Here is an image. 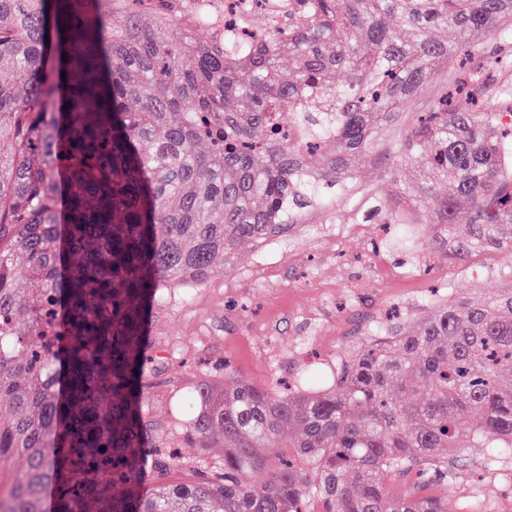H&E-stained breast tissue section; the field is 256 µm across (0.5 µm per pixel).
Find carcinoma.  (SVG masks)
<instances>
[{
	"label": "carcinoma",
	"instance_id": "1",
	"mask_svg": "<svg viewBox=\"0 0 512 512\" xmlns=\"http://www.w3.org/2000/svg\"><path fill=\"white\" fill-rule=\"evenodd\" d=\"M251 2L282 21L247 41L198 0H0V471L26 464L0 512H304L310 495L325 512H448L391 496L388 476H452L439 451L461 439L512 455L510 288L378 332L330 384L314 367L286 391L198 381L179 430L222 440L224 470L165 481L144 324L166 290L316 210L354 223L342 200L374 201L406 248L428 214V254L450 263L512 248V0ZM439 71L392 161L413 191L381 196L360 169Z\"/></svg>",
	"mask_w": 512,
	"mask_h": 512
}]
</instances>
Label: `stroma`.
Returning a JSON list of instances; mask_svg holds the SVG:
<instances>
[{
  "instance_id": "35a3bbf8",
  "label": "stroma",
  "mask_w": 512,
  "mask_h": 512,
  "mask_svg": "<svg viewBox=\"0 0 512 512\" xmlns=\"http://www.w3.org/2000/svg\"><path fill=\"white\" fill-rule=\"evenodd\" d=\"M405 124L401 117L382 131L377 155L361 170L362 183L379 194L395 189L386 155ZM332 220L313 212L289 236L240 250L232 267L215 261L203 284L166 292L145 328L155 358L152 419L177 431L178 401L203 373L220 376L229 368L261 385L291 382L305 365L331 369L374 340L390 307L409 327L447 298L480 302L512 287V250L456 263L441 256L426 273L417 265L424 237L404 249L383 241L375 224L367 235L338 241ZM380 258L394 277H377ZM262 261L273 266L269 277L260 275ZM443 455L455 468L454 485L431 482L428 494L447 496L450 512H512L511 458L487 468L484 448H448Z\"/></svg>"
}]
</instances>
